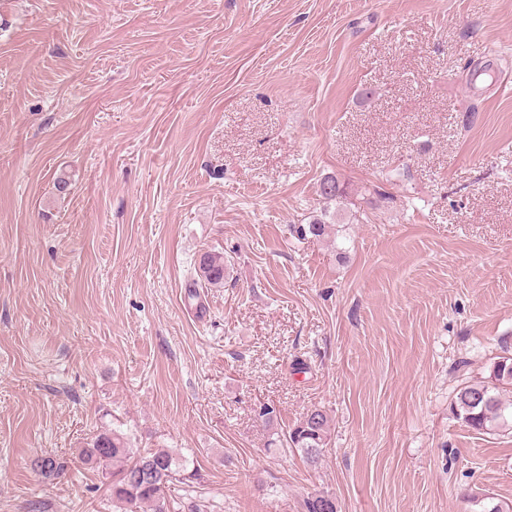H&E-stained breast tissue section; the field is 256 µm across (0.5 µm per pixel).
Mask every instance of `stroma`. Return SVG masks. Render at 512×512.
Listing matches in <instances>:
<instances>
[{
  "instance_id": "1",
  "label": "stroma",
  "mask_w": 512,
  "mask_h": 512,
  "mask_svg": "<svg viewBox=\"0 0 512 512\" xmlns=\"http://www.w3.org/2000/svg\"><path fill=\"white\" fill-rule=\"evenodd\" d=\"M507 347L512 0H0V512H115L112 428L179 512L510 504L512 433L451 412ZM315 407L311 468L271 439ZM348 195L347 186L336 177H327L320 185V196L325 200V203L344 204ZM196 273L204 283L210 286L222 287L227 277V264L220 253L204 252L199 256ZM79 459L92 469L105 472L112 469V503L124 512L175 511L172 496L175 482L186 470V460L167 448L147 452H134L127 436L118 431L102 432L86 443L79 451ZM150 465L155 474L150 479L131 481L128 475Z\"/></svg>"
}]
</instances>
